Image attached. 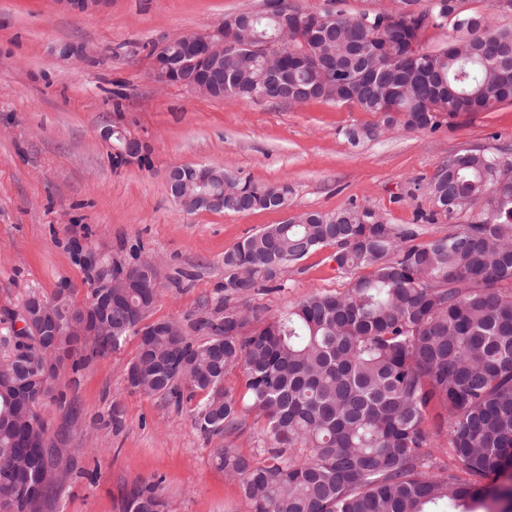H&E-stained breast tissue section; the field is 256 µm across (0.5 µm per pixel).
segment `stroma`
Instances as JSON below:
<instances>
[{
	"label": "stroma",
	"mask_w": 512,
	"mask_h": 512,
	"mask_svg": "<svg viewBox=\"0 0 512 512\" xmlns=\"http://www.w3.org/2000/svg\"><path fill=\"white\" fill-rule=\"evenodd\" d=\"M262 6L112 0L95 16L59 11L52 0H0V319L33 291L50 297L68 288L83 306L96 269L148 255L161 269L153 319L189 323L223 297L225 251L291 209L365 207L389 224H420L424 241L471 221L468 213L432 222L418 215L433 211L429 182L449 157L512 153V102L408 131L353 103L210 99L155 82V46ZM367 127L374 135H364ZM110 128L140 139L142 160L121 159L117 141L104 136ZM179 164L288 183L289 208L184 212L166 180ZM333 252L323 246L288 267L280 288L254 294L252 307L269 319L309 292L346 289L350 278L337 272ZM138 343L129 336L62 381L68 408L45 402L72 477L49 489L43 512H122L144 482L158 484L169 512H251L216 464L222 438L195 430L192 404L178 408L129 387L125 368ZM115 406L117 430L103 425Z\"/></svg>",
	"instance_id": "1"
}]
</instances>
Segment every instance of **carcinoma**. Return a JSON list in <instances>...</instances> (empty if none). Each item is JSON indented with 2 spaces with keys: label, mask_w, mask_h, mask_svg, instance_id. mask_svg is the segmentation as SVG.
Here are the masks:
<instances>
[{
  "label": "carcinoma",
  "mask_w": 512,
  "mask_h": 512,
  "mask_svg": "<svg viewBox=\"0 0 512 512\" xmlns=\"http://www.w3.org/2000/svg\"><path fill=\"white\" fill-rule=\"evenodd\" d=\"M422 19L385 24L387 11L335 15L331 35L288 33L279 79L288 92L273 100L301 103L297 88L321 87L325 100L384 115V125L433 130L442 118L489 112L512 99V29L462 17L459 0H430ZM469 37L454 49L425 50L421 34L448 20ZM264 62L224 52L220 95L252 97L269 82ZM251 197L224 195V211L275 209L288 184L244 180ZM442 214L475 211L445 237L416 242L412 224H378L368 208L311 213L303 224H268L224 253V298L175 336L169 320L150 318L159 293L141 288L112 306L110 335L89 336L92 354L139 336L129 386L181 407L204 394L197 431L224 437L215 461L236 480L252 512H512V157L466 150L429 183ZM336 247L337 270L367 269L343 292L313 291L263 323L248 298L276 281L270 262H298L320 246ZM13 325L0 329V366L12 368L19 346ZM72 336H27L17 378L41 377L25 420L0 423V512H39L42 474L54 464L45 448L25 447L48 425L40 413L53 398L62 356L78 351ZM245 376L247 406L224 386ZM433 403L447 412L455 468L428 474L432 453L422 424ZM263 422L264 459L247 456L234 438L246 415ZM464 473L463 479L459 473ZM124 512H165L156 485L136 487Z\"/></svg>",
  "instance_id": "obj_1"
}]
</instances>
